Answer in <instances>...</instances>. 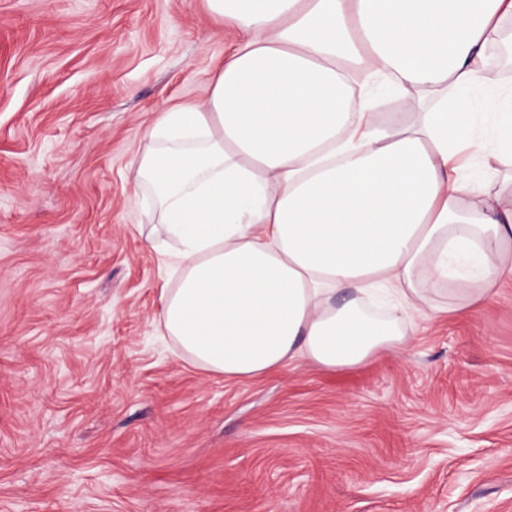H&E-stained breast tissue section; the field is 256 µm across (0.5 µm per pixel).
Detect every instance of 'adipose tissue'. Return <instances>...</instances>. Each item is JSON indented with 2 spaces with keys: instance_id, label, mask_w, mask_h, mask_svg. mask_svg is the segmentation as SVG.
I'll return each mask as SVG.
<instances>
[{
  "instance_id": "ef3b65f1",
  "label": "adipose tissue",
  "mask_w": 512,
  "mask_h": 512,
  "mask_svg": "<svg viewBox=\"0 0 512 512\" xmlns=\"http://www.w3.org/2000/svg\"><path fill=\"white\" fill-rule=\"evenodd\" d=\"M206 5L238 39L202 99L160 114L132 174L163 217L176 285L158 326L185 361L228 379L357 366L403 344L428 294L454 310L512 279V210L453 163L467 148L486 176L512 168V88L490 57L512 0ZM377 77L425 106L376 124L353 87ZM381 286L400 300L384 319L363 307Z\"/></svg>"
}]
</instances>
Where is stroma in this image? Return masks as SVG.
<instances>
[{
    "instance_id": "1",
    "label": "stroma",
    "mask_w": 512,
    "mask_h": 512,
    "mask_svg": "<svg viewBox=\"0 0 512 512\" xmlns=\"http://www.w3.org/2000/svg\"><path fill=\"white\" fill-rule=\"evenodd\" d=\"M236 35L205 0H0V512H512V280L336 371L208 376L156 330L129 172Z\"/></svg>"
}]
</instances>
